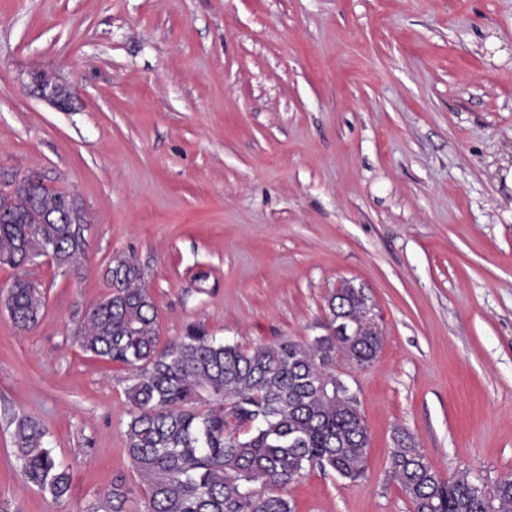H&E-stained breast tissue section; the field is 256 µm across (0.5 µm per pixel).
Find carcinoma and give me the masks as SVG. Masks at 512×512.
Returning a JSON list of instances; mask_svg holds the SVG:
<instances>
[{
	"instance_id": "cac0c4a2",
	"label": "carcinoma",
	"mask_w": 512,
	"mask_h": 512,
	"mask_svg": "<svg viewBox=\"0 0 512 512\" xmlns=\"http://www.w3.org/2000/svg\"><path fill=\"white\" fill-rule=\"evenodd\" d=\"M65 220L33 224L30 213ZM82 208L69 192L10 181L0 193V263L25 268L55 246L56 265L85 257ZM112 291L91 305L77 328L82 349L139 368L127 390L132 413L126 448L140 479L143 512H295L286 493L303 471L318 468L355 481L366 474L370 434L357 398L336 390V355L364 368L382 345L377 320L354 336L290 339L250 349L225 344L200 328L158 349L157 310L144 274L126 256L112 259ZM367 299L349 288L327 301L326 315L360 320ZM45 305L41 283L23 273L8 289L5 307L20 332L33 329ZM46 429L15 420L14 445L24 481L61 503L71 476L46 446ZM390 476L413 512H512V479L493 492L466 477L443 479L413 437H394ZM132 489L112 482L90 512H125Z\"/></svg>"
}]
</instances>
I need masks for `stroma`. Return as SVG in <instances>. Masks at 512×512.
I'll return each instance as SVG.
<instances>
[{
  "label": "stroma",
  "instance_id": "obj_1",
  "mask_svg": "<svg viewBox=\"0 0 512 512\" xmlns=\"http://www.w3.org/2000/svg\"><path fill=\"white\" fill-rule=\"evenodd\" d=\"M68 84L70 109L33 90ZM72 193L86 257L37 258L46 304L0 307V507L89 512L126 452L136 371L85 353L86 308L133 256L159 348L203 326L249 349L325 335L341 280L383 345L337 361L370 431L364 478L306 470L296 512H412L388 477L410 432L443 478L512 477V0H0V178ZM17 416L72 482L21 478Z\"/></svg>",
  "mask_w": 512,
  "mask_h": 512
}]
</instances>
